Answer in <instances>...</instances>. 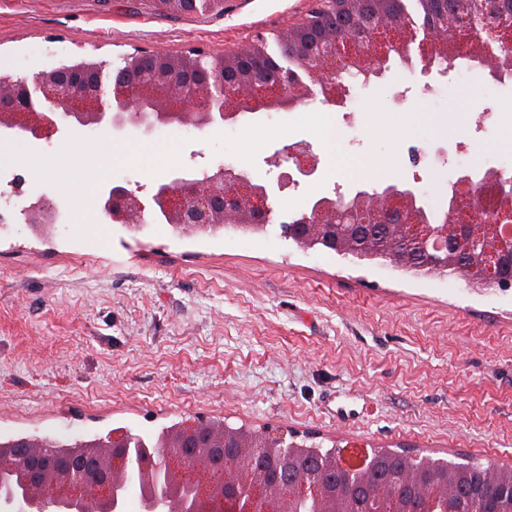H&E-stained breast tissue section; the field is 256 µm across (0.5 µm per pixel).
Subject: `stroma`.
<instances>
[{"mask_svg":"<svg viewBox=\"0 0 512 512\" xmlns=\"http://www.w3.org/2000/svg\"><path fill=\"white\" fill-rule=\"evenodd\" d=\"M311 0H226L208 14H172L152 0H0V75L81 61L123 67L142 51L228 54L256 35L305 21ZM433 81L394 60L354 85L345 108L312 99L259 110L219 128H160L173 154L145 168L136 133L90 127L51 142L10 141L0 158V440L68 445L131 430L155 434L206 418L344 457L404 447L448 460L512 466V289L476 291L455 275L412 274L383 260L302 250L281 234L316 194L418 181L434 213L465 170L512 167L496 118L512 82ZM407 91L404 104L393 100ZM491 116H484V109ZM329 113L357 177L288 188L259 233H184L158 218L139 229L107 223L97 191L70 154L118 151L107 177L140 197L177 170L218 165L264 175L271 150L320 145ZM411 129L397 138L400 126ZM446 158H439L438 148ZM66 209L45 233L22 202Z\"/></svg>","mask_w":512,"mask_h":512,"instance_id":"stroma-1","label":"stroma"}]
</instances>
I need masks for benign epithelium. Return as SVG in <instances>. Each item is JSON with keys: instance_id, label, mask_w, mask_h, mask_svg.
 I'll return each mask as SVG.
<instances>
[{"instance_id": "7a95c632", "label": "benign epithelium", "mask_w": 512, "mask_h": 512, "mask_svg": "<svg viewBox=\"0 0 512 512\" xmlns=\"http://www.w3.org/2000/svg\"><path fill=\"white\" fill-rule=\"evenodd\" d=\"M159 6L181 13L213 10L223 0H155ZM320 8L345 10L354 30L365 34L345 39L321 36L316 46L302 52L299 61L310 83L288 70H278L269 82L236 67V61L252 57L262 49L263 36L221 58L204 53L180 58L166 53L127 62L136 80L123 84L104 77L103 66L80 62L32 77L13 79L0 75V139L48 141L85 127H105L117 134L128 129L148 137L160 127L192 125L207 129L233 123L259 107L290 110L315 96L343 107L349 90L336 83V74L348 67H361L382 75L384 63L394 52L403 59L416 51L422 61L421 76L432 75L436 60L448 62L460 41L473 43L471 61L497 80L512 75V11L493 8L478 13L459 11L435 22L415 23L407 18L365 21L354 8L356 0H319ZM264 162L288 171L272 182L231 165H220L203 178L180 171L166 183L155 186L151 200L167 220L183 232L213 224L219 216L226 224L262 227L271 221L269 200L275 191L297 187L316 177L320 158L306 140L276 149ZM496 170L461 172L449 183L448 208L440 224L427 219L418 190L410 184L388 185L380 191L357 189L350 198L340 195L313 197L301 218L288 222V237L302 248L316 244L340 256L350 253L348 239L359 228L385 225L396 228L402 248L415 247L431 255L426 265L432 273L445 274L466 267L471 287L489 290L512 288V191L498 188ZM102 213L127 226L143 223L146 205L121 185L103 189L98 197ZM24 223L33 230L56 224L60 209L40 196L21 209ZM263 443L242 449L243 457L232 471L231 483L242 485L251 472L249 456ZM206 449L191 457L172 454L167 468L177 475L163 489L153 487L150 474L142 471L138 512H295L298 503L311 504V512H374L328 491L320 480L303 476L281 486L264 481L252 483L247 495L223 493L217 486L202 484L201 460ZM104 476L93 488L77 478L67 489L40 493L25 485L14 449L0 448V512H45V500H55V512H127V486L116 477L127 473L123 450L99 453ZM437 499L423 494L417 505L395 508V512H436Z\"/></svg>"}]
</instances>
